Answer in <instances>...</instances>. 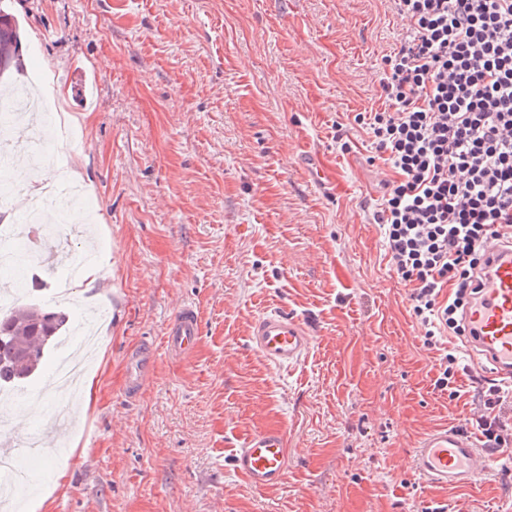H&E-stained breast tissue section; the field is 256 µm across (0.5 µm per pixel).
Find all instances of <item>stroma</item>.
Here are the masks:
<instances>
[{
  "label": "stroma",
  "mask_w": 512,
  "mask_h": 512,
  "mask_svg": "<svg viewBox=\"0 0 512 512\" xmlns=\"http://www.w3.org/2000/svg\"><path fill=\"white\" fill-rule=\"evenodd\" d=\"M23 32L27 74L51 77L61 124L54 165L79 170L89 235L104 257L95 288L74 286L72 322L106 308L86 371L92 399L46 391L55 355L19 390L41 392L30 432L59 440L21 458L15 512H512V454L472 486L422 484L409 455L428 430L463 425L472 394L434 387L409 291L372 213L391 176L353 117L381 106L380 63L407 23L393 0H0ZM349 152H342V143ZM331 174L316 186L301 165ZM60 260L0 271V297L47 298ZM45 290L34 291L33 276ZM185 303L199 340L176 360L164 336ZM285 309L313 329L298 365H271L253 321ZM155 356L138 399L127 358ZM281 428L288 473L257 490L231 458Z\"/></svg>",
  "instance_id": "obj_1"
}]
</instances>
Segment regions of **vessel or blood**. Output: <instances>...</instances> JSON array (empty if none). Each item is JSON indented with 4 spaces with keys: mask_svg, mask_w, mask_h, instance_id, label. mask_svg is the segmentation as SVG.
Here are the masks:
<instances>
[{
    "mask_svg": "<svg viewBox=\"0 0 512 512\" xmlns=\"http://www.w3.org/2000/svg\"><path fill=\"white\" fill-rule=\"evenodd\" d=\"M479 292L464 312L473 330L466 343L479 367L512 381V240H491ZM198 312L185 304L170 320L165 345L176 356L191 353L197 343ZM253 347L271 364L290 367L307 354L312 333L300 318L283 310L260 315L250 331ZM154 367L149 349L132 353L125 381L128 397H137ZM234 471L258 490L282 484L287 475L288 448L284 433L276 428L249 435L236 449ZM489 460L475 439L454 425L429 431L411 451V468L425 482L439 486L473 484L488 468Z\"/></svg>",
    "mask_w": 512,
    "mask_h": 512,
    "instance_id": "vessel-or-blood-1",
    "label": "vessel or blood"
}]
</instances>
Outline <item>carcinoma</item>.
I'll use <instances>...</instances> for the list:
<instances>
[{
    "label": "carcinoma",
    "instance_id": "cac0c4a2",
    "mask_svg": "<svg viewBox=\"0 0 512 512\" xmlns=\"http://www.w3.org/2000/svg\"><path fill=\"white\" fill-rule=\"evenodd\" d=\"M20 24L0 9V79L22 69ZM68 323L63 312L37 303L0 315V388H16L35 375Z\"/></svg>",
    "mask_w": 512,
    "mask_h": 512
}]
</instances>
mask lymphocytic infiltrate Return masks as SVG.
<instances>
[{"mask_svg":"<svg viewBox=\"0 0 512 512\" xmlns=\"http://www.w3.org/2000/svg\"><path fill=\"white\" fill-rule=\"evenodd\" d=\"M409 24L382 59L384 109L361 112L393 173L373 215L398 282L410 290L424 348L437 352L434 387L464 391L462 312L495 238L512 237V0H394ZM470 425L488 454L512 447V385L473 376Z\"/></svg>","mask_w":512,"mask_h":512,"instance_id":"obj_1","label":"lymphocytic infiltrate"}]
</instances>
